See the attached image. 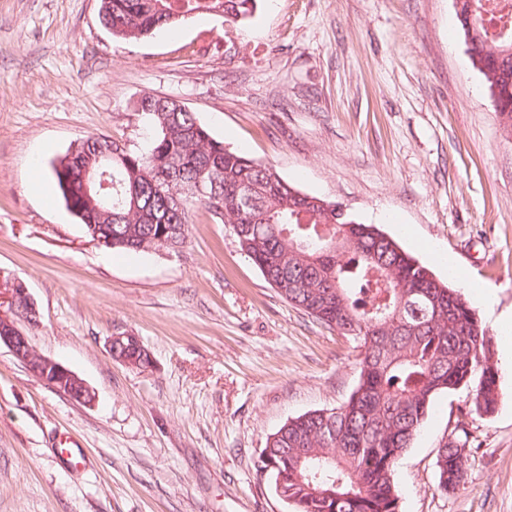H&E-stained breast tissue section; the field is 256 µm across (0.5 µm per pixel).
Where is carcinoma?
<instances>
[{"label": "carcinoma", "instance_id": "obj_1", "mask_svg": "<svg viewBox=\"0 0 512 512\" xmlns=\"http://www.w3.org/2000/svg\"><path fill=\"white\" fill-rule=\"evenodd\" d=\"M256 0H108L100 20L112 36L139 40L174 32L198 15L235 25ZM472 64L496 112L512 130V28L494 31L480 0H454ZM155 130L131 151L106 135L75 144L53 167L66 207L112 238V249L139 252L182 246L200 205L207 218L237 226L248 258L288 302L360 343V380L348 401L287 420L261 449L269 475L294 512H398L392 472L440 392L470 385L477 412L498 401L492 338L461 294L373 224L309 203L271 167L214 139L191 111L153 94L137 102ZM112 153L104 175L99 159ZM112 182V216L82 191L87 172ZM208 180L203 200L176 204L175 191ZM439 487L465 482L467 458L456 440L438 450Z\"/></svg>", "mask_w": 512, "mask_h": 512}]
</instances>
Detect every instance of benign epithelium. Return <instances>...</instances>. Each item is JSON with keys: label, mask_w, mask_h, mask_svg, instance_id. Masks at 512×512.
<instances>
[{"label": "benign epithelium", "mask_w": 512, "mask_h": 512, "mask_svg": "<svg viewBox=\"0 0 512 512\" xmlns=\"http://www.w3.org/2000/svg\"><path fill=\"white\" fill-rule=\"evenodd\" d=\"M8 310H0V346H5L14 358L49 388L65 395L74 402L91 405L95 401L93 389L77 374L62 364L37 353L28 337L19 329L17 322L30 325L39 323V311L29 289L19 279L11 278L0 282V305ZM112 357L122 364L139 368L137 356L129 354V348L148 352L139 337L130 333L116 334L108 341Z\"/></svg>", "instance_id": "benign-epithelium-1"}]
</instances>
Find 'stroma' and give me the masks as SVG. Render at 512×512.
Instances as JSON below:
<instances>
[{
    "instance_id": "35a3bbf8",
    "label": "stroma",
    "mask_w": 512,
    "mask_h": 512,
    "mask_svg": "<svg viewBox=\"0 0 512 512\" xmlns=\"http://www.w3.org/2000/svg\"><path fill=\"white\" fill-rule=\"evenodd\" d=\"M99 5L0 0V275L37 303L33 348L96 393L75 403L0 348V512H293L260 450L288 419L348 400L357 341L288 303L203 215L174 250L98 247L52 164L95 134L143 149L139 98L177 99L225 146L392 237L496 340L512 314V135L454 0H258L241 26L204 15L134 41ZM117 333L152 366L115 361ZM62 434L82 467L54 453ZM453 436L468 470L447 493L437 457ZM393 480L399 512H512V373L490 415L469 387L436 395ZM124 339L129 341V346L131 348H137V352L134 356L128 355L129 349H127L128 345L124 343ZM109 351L112 357L121 362L122 364L131 367V368H139L137 355L140 352V349L143 353H148L151 358V354L148 349L143 345L142 341L138 336H135L130 333H121L111 336L108 341ZM152 360V358H151Z\"/></svg>"
}]
</instances>
